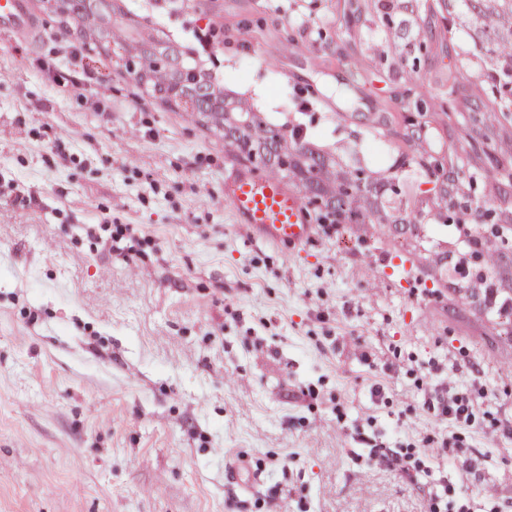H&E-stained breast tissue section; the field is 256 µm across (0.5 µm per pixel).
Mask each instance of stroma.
Masks as SVG:
<instances>
[{"mask_svg":"<svg viewBox=\"0 0 512 512\" xmlns=\"http://www.w3.org/2000/svg\"><path fill=\"white\" fill-rule=\"evenodd\" d=\"M30 2L40 37L0 31V512H426V488L359 438L447 430L414 385L429 361L440 386L484 382L512 421V341L440 275L455 223L429 213L418 239L340 224L299 253L253 242L224 203L223 131L133 73L75 65V34ZM358 3L351 17L346 0H122L118 22L151 16L270 125L425 184L407 106L428 102L446 155L433 100L450 72L479 88L473 33L420 14L424 49L392 68L374 0ZM93 224L153 244L129 254ZM244 456L265 471L231 476ZM447 473L512 501V434L476 433Z\"/></svg>","mask_w":512,"mask_h":512,"instance_id":"stroma-1","label":"stroma"}]
</instances>
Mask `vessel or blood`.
Segmentation results:
<instances>
[{
  "instance_id": "1",
  "label": "vessel or blood",
  "mask_w": 512,
  "mask_h": 512,
  "mask_svg": "<svg viewBox=\"0 0 512 512\" xmlns=\"http://www.w3.org/2000/svg\"><path fill=\"white\" fill-rule=\"evenodd\" d=\"M0 30L36 33L28 0H0ZM224 202L255 242L286 251L309 243L315 233L303 194L249 167L233 168L224 180Z\"/></svg>"
}]
</instances>
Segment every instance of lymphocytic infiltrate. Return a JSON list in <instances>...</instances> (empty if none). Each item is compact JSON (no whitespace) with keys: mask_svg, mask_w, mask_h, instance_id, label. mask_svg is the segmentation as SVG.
<instances>
[{"mask_svg":"<svg viewBox=\"0 0 512 512\" xmlns=\"http://www.w3.org/2000/svg\"><path fill=\"white\" fill-rule=\"evenodd\" d=\"M414 385L424 394V406L436 419L448 421L451 431L421 439L404 436L394 447H371L369 455L410 482L428 487V512H506V502H476L463 483L439 473L440 464L465 453L474 431L508 432L512 429L498 412L484 408L485 387L474 380L449 390L433 384L429 375L416 377Z\"/></svg>","mask_w":512,"mask_h":512,"instance_id":"f902f5d3","label":"lymphocytic infiltrate"}]
</instances>
